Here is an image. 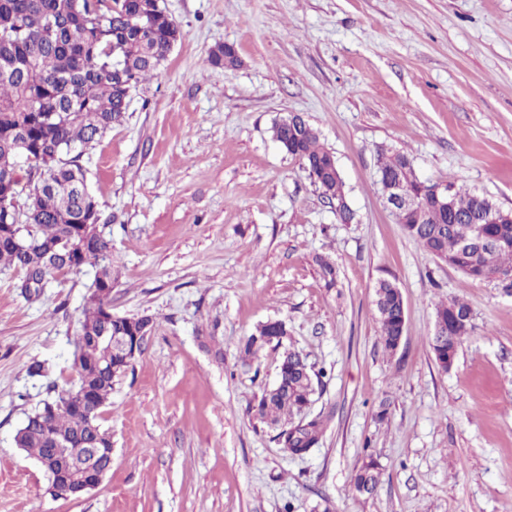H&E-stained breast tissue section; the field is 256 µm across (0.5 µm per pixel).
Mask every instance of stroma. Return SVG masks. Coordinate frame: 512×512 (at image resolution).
<instances>
[{"instance_id":"obj_1","label":"stroma","mask_w":512,"mask_h":512,"mask_svg":"<svg viewBox=\"0 0 512 512\" xmlns=\"http://www.w3.org/2000/svg\"><path fill=\"white\" fill-rule=\"evenodd\" d=\"M182 32L85 154L112 240V311L153 320L102 424L112 468L68 500L14 438L73 387L92 267L27 302L0 272V512H512V296L432 259L378 193L380 149L417 175L512 210V0H161ZM233 45L239 62L209 63ZM303 115L356 213L340 224L271 136ZM338 285L325 288L315 257ZM395 280L406 330L386 350L374 304ZM465 301L475 329L450 370L429 346L435 308ZM270 319L282 347L245 360ZM327 372L308 409L317 447L290 458L252 405L283 349ZM50 368L29 377L31 361ZM380 485L358 495L366 455ZM286 336H288V327L283 320L271 319L260 324L255 333L247 337L242 347L245 358L256 356L266 346L279 347Z\"/></svg>"}]
</instances>
